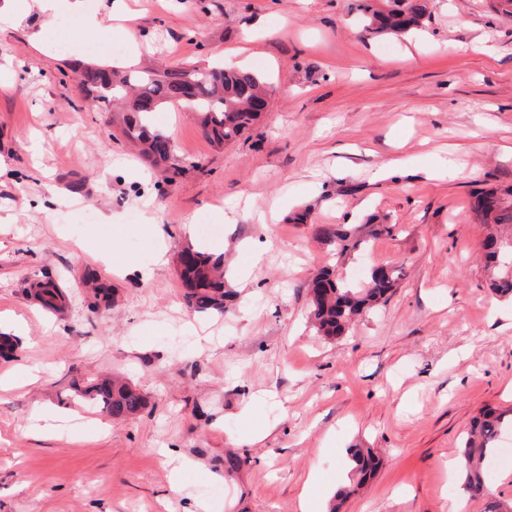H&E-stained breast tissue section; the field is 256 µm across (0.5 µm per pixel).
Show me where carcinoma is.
<instances>
[{
  "mask_svg": "<svg viewBox=\"0 0 512 512\" xmlns=\"http://www.w3.org/2000/svg\"><path fill=\"white\" fill-rule=\"evenodd\" d=\"M351 9L365 22V29L377 35L405 34L422 26L429 16L428 0H390L385 10L377 8L373 0H353ZM76 73L92 101L123 112L121 135L137 148L146 164L167 174L168 182L181 174L184 166L168 146L169 137L151 126L155 112L190 98L188 105L195 110L205 134L222 147L251 129L259 118L254 105L267 94L260 76L222 65L176 64L161 71H124L112 65L79 62ZM475 215L480 223L490 226L484 258L493 290L512 298V188L481 194ZM395 230L394 224H377L370 219L363 224L322 226L319 234L339 262L347 260L362 243L390 236ZM185 250L191 253V261L179 271L187 305L197 313L224 312L236 297L226 285L224 258L193 245ZM402 276L400 268H377L365 282L358 283L339 277L334 268L323 270L308 288L310 315L317 333L326 339L345 335L359 317L392 297ZM41 287L40 299L45 307H57L63 298L59 287L51 281ZM77 394L101 404L115 419L134 417L146 406V398L139 389L110 377L77 389ZM507 435H512V409L481 410L464 439L459 457L460 477L466 491L489 494L488 468ZM350 455L355 462L353 475L364 479L375 468V456L370 449L352 448Z\"/></svg>",
  "mask_w": 512,
  "mask_h": 512,
  "instance_id": "carcinoma-1",
  "label": "carcinoma"
}]
</instances>
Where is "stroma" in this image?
<instances>
[{
    "instance_id": "stroma-1",
    "label": "stroma",
    "mask_w": 512,
    "mask_h": 512,
    "mask_svg": "<svg viewBox=\"0 0 512 512\" xmlns=\"http://www.w3.org/2000/svg\"><path fill=\"white\" fill-rule=\"evenodd\" d=\"M26 2L0 32V332L29 326L0 358V512H299L303 489L348 485L354 446L380 465L341 512H485L453 463L482 408L512 406V300L489 286L472 211L477 191L512 186V16L498 0H430L399 38L364 31L352 0H95L135 13L109 34L137 39L139 68L218 57L268 82L250 137L222 147L190 109L156 113L184 161L170 183L62 73L125 54L88 51L98 32L75 39L77 17ZM371 215L397 231L343 275H405L325 339L307 285L336 260L316 230ZM202 220L223 233L202 238ZM161 241L223 255L233 306L189 309L175 264L153 263ZM91 274L110 307L82 288ZM47 277L64 312L26 294ZM105 375L144 393L140 415L112 419L72 389ZM39 406L73 419L32 428Z\"/></svg>"
}]
</instances>
